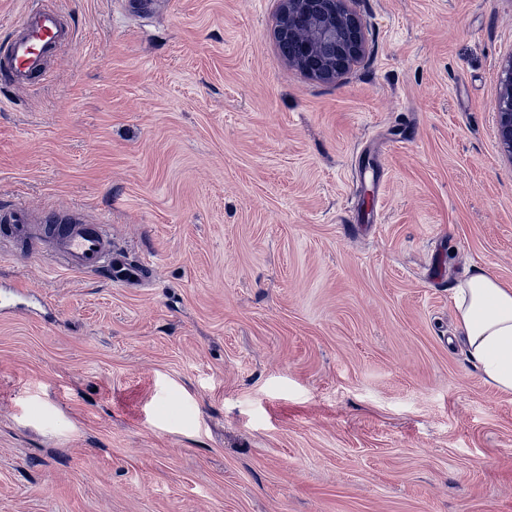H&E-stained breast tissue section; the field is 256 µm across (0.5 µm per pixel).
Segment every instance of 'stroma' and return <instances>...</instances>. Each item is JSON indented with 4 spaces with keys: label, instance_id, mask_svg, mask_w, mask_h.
<instances>
[{
    "label": "stroma",
    "instance_id": "stroma-1",
    "mask_svg": "<svg viewBox=\"0 0 512 512\" xmlns=\"http://www.w3.org/2000/svg\"><path fill=\"white\" fill-rule=\"evenodd\" d=\"M50 3L0 204L111 224L149 284L0 248V512H512V393L453 303L512 286V0H352L334 82L280 0ZM497 136L504 153L512 159V59L502 69L496 101Z\"/></svg>",
    "mask_w": 512,
    "mask_h": 512
}]
</instances>
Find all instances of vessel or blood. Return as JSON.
I'll return each mask as SVG.
<instances>
[{
    "instance_id": "vessel-or-blood-1",
    "label": "vessel or blood",
    "mask_w": 512,
    "mask_h": 512,
    "mask_svg": "<svg viewBox=\"0 0 512 512\" xmlns=\"http://www.w3.org/2000/svg\"><path fill=\"white\" fill-rule=\"evenodd\" d=\"M73 36L70 23L45 0H31L12 35L0 46V84L17 91L31 88ZM0 242L28 257L48 254L71 271L108 274L120 286L144 278L142 269L116 250L109 225L87 224L75 216L50 215L36 224L27 206L13 205L0 210Z\"/></svg>"
}]
</instances>
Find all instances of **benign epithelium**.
Masks as SVG:
<instances>
[{
    "label": "benign epithelium",
    "mask_w": 512,
    "mask_h": 512,
    "mask_svg": "<svg viewBox=\"0 0 512 512\" xmlns=\"http://www.w3.org/2000/svg\"><path fill=\"white\" fill-rule=\"evenodd\" d=\"M350 0H281L277 38L294 45L288 63L321 81L340 78L366 53L362 23ZM497 136L512 159V60L502 69L496 101Z\"/></svg>",
    "instance_id": "benign-epithelium-1"
}]
</instances>
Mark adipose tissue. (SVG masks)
<instances>
[{
    "mask_svg": "<svg viewBox=\"0 0 512 512\" xmlns=\"http://www.w3.org/2000/svg\"><path fill=\"white\" fill-rule=\"evenodd\" d=\"M467 355L485 382L512 393V286L476 270L455 290Z\"/></svg>",
    "mask_w": 512,
    "mask_h": 512,
    "instance_id": "ef3b65f1",
    "label": "adipose tissue"
}]
</instances>
